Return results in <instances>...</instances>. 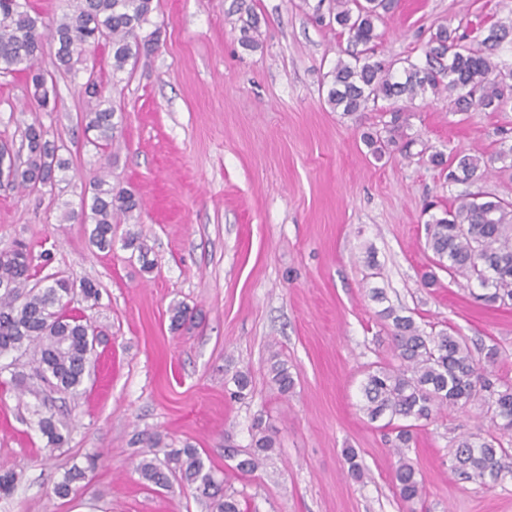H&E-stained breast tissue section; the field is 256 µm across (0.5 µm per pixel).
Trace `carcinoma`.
Returning <instances> with one entry per match:
<instances>
[{
    "label": "carcinoma",
    "instance_id": "cac0c4a2",
    "mask_svg": "<svg viewBox=\"0 0 512 512\" xmlns=\"http://www.w3.org/2000/svg\"><path fill=\"white\" fill-rule=\"evenodd\" d=\"M73 10L46 27L38 12L25 8L20 0H0V75L26 76L37 107H47L55 84L38 67L45 36L55 46L54 66L68 74L74 57L107 40L112 55V73L122 72L141 51H149L157 31L144 33L152 24L155 0H73ZM394 6V0H331L328 25L336 26L353 47L349 59H340L327 73L326 104L334 112L353 114L369 103L386 101L392 112L384 131H368L363 140L380 158L404 137L400 124L401 104L424 99L427 94L448 93L455 112L477 107L495 112L512 91V68L498 65L493 51L512 35V23H490L481 41L484 49L473 51L459 45L456 30L440 24L424 46V62H396L381 57L375 48V23ZM114 107L96 104L85 113V131L95 132L93 143L109 158L118 131ZM26 159L16 162L0 148V176L27 190H38L63 180L70 168L69 159L59 147L46 139L42 125L33 122L25 128ZM431 163L445 173L450 183L468 182L483 177L489 163L479 154H458L445 159L442 153L430 156ZM90 205L94 228L90 240L101 251L112 250V219L130 216L139 208L136 194L125 188L106 186L98 177L92 182ZM426 247L435 257L436 267L475 279L486 289L480 299L487 304L512 302V203L492 196L466 194L454 205L426 221ZM33 257L25 246L0 252V357L25 350L33 353V374L27 378L12 373L11 380L22 386L46 409L37 421L41 434L52 447L64 442V422L58 417L51 395H76L90 378L91 363L98 333L83 315L73 312L67 299L81 288L86 299H98L99 290L90 281L75 284L65 277L53 278L44 289L29 286ZM381 316L391 321V342L399 360L396 366H381L367 374L361 385V410L371 422L388 418L385 426L395 433L390 479L403 503L412 506L422 501L425 487L418 470L405 450L413 441V430L420 422H431L442 410L464 408L481 393L495 432L512 438V383L491 381L483 375L464 337L441 330L425 333L410 316L390 308ZM271 380L279 393L288 394L294 382L288 367L279 360L270 365ZM252 450L238 460L240 472H254L276 447V438L258 422L254 426ZM499 437L478 434L463 437L451 460V470L469 481L512 476L505 470ZM167 461L142 459L137 466L143 479L154 486L172 487L171 477L195 488L209 500L210 512H241L235 493L224 491L197 448L186 444L166 453ZM84 477L76 469L57 483L55 494L69 496L73 481Z\"/></svg>",
    "mask_w": 512,
    "mask_h": 512
}]
</instances>
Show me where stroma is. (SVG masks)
Instances as JSON below:
<instances>
[{
  "instance_id": "obj_1",
  "label": "stroma",
  "mask_w": 512,
  "mask_h": 512,
  "mask_svg": "<svg viewBox=\"0 0 512 512\" xmlns=\"http://www.w3.org/2000/svg\"><path fill=\"white\" fill-rule=\"evenodd\" d=\"M158 46L125 72L108 48L88 49L56 75L46 109L29 108L24 75L0 77V144L21 151L40 121L71 161L64 181L24 192L0 179V251L25 243L37 287L63 276L93 281L98 302L74 294L72 308L101 331L85 391L66 401V441L47 445L12 372L29 356L1 358L0 465L16 476L0 512H209L194 489L163 490L137 471L143 436L189 443L243 512H408L391 482L394 438L360 409L361 384L379 364H396L390 326L370 300L386 289L399 314L421 328L465 336L492 380L512 381V306L481 301L477 281L438 271L434 286L424 212L462 194L512 202V176L498 172L451 183L433 152L496 155L512 143V101L499 112H454L446 95L406 105V147L375 159L363 132L381 129L386 103L346 115L325 103L326 74L350 45L324 24L329 0H156ZM512 21V0H396L376 24L378 53L423 60L438 24L477 49L488 18ZM257 22L254 46L242 27ZM98 81L120 122L110 163L88 142L81 87ZM104 175L135 191L140 207L113 225L111 252L89 241L90 181ZM154 261L144 271L140 248ZM189 323L175 329L169 309ZM499 356L487 364L485 348ZM294 380L288 395L270 382L271 357ZM247 373L251 393L230 397ZM276 432L277 448L255 473L235 470L225 444L249 450L252 426ZM480 403L448 409L417 427L408 456L426 487L415 512H512V479L479 485L450 469L457 438L491 430ZM364 478H347L346 449ZM85 477L69 497L54 486L73 469Z\"/></svg>"
}]
</instances>
